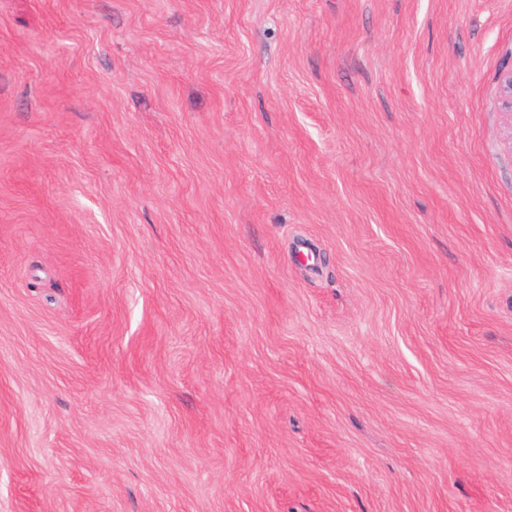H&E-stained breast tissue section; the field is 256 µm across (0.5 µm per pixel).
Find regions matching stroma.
<instances>
[{"label": "stroma", "instance_id": "stroma-1", "mask_svg": "<svg viewBox=\"0 0 512 512\" xmlns=\"http://www.w3.org/2000/svg\"><path fill=\"white\" fill-rule=\"evenodd\" d=\"M512 0H0V512H512Z\"/></svg>", "mask_w": 512, "mask_h": 512}]
</instances>
